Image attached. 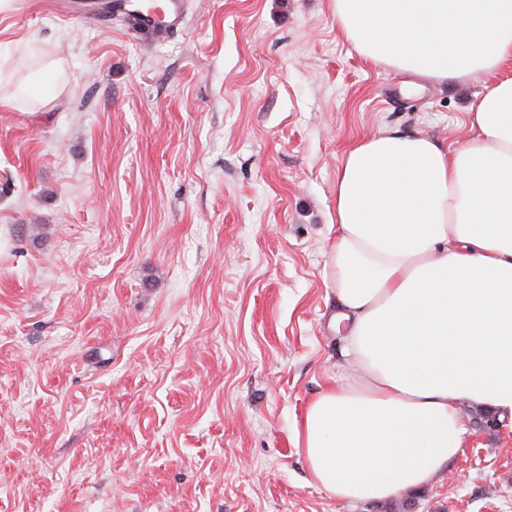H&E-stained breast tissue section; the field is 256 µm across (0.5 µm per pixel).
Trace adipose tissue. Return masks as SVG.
Returning a JSON list of instances; mask_svg holds the SVG:
<instances>
[{"instance_id": "ef3b65f1", "label": "adipose tissue", "mask_w": 512, "mask_h": 512, "mask_svg": "<svg viewBox=\"0 0 512 512\" xmlns=\"http://www.w3.org/2000/svg\"><path fill=\"white\" fill-rule=\"evenodd\" d=\"M330 9L370 63L450 86L489 81L464 145L386 128L348 147L336 179L334 321L367 380H333L295 445L318 487L379 501L446 472L462 406L512 416V0Z\"/></svg>"}]
</instances>
